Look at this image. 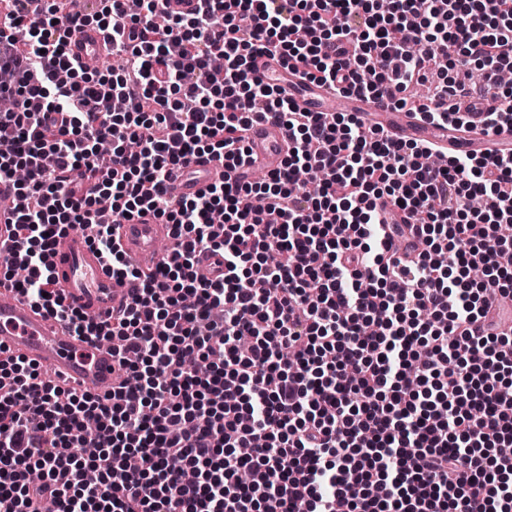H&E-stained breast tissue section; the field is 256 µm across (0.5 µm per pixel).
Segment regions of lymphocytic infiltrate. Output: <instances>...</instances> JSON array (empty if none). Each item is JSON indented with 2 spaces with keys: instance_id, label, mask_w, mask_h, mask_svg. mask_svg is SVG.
<instances>
[{
  "instance_id": "1",
  "label": "lymphocytic infiltrate",
  "mask_w": 512,
  "mask_h": 512,
  "mask_svg": "<svg viewBox=\"0 0 512 512\" xmlns=\"http://www.w3.org/2000/svg\"><path fill=\"white\" fill-rule=\"evenodd\" d=\"M15 2L0 15V180L20 204L0 288L108 342L121 378L107 398L69 391L0 350V512H512V325L493 309L512 298V155L437 167L357 116L298 111L256 74L277 57L398 106L433 74L439 96L473 98L434 69L441 53L511 99L512 0H198L176 17L163 0H100L89 17ZM83 23L122 66L73 64ZM259 98L289 149L253 183L236 172ZM205 156L222 183L161 193ZM381 200L416 220L402 256L376 238ZM145 211L175 242L148 273L112 239ZM80 224L131 285L99 323L50 289L55 238ZM206 251L221 279L196 278ZM89 437L97 455L77 454Z\"/></svg>"
}]
</instances>
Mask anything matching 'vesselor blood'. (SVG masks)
I'll return each mask as SVG.
<instances>
[{"label": "vessel or blood", "instance_id": "b4317fda", "mask_svg": "<svg viewBox=\"0 0 512 512\" xmlns=\"http://www.w3.org/2000/svg\"><path fill=\"white\" fill-rule=\"evenodd\" d=\"M110 48L106 35L84 25L73 30L70 54L79 62L105 56ZM260 75H275L281 94L298 110L322 113H353L365 126L383 131L395 142H415L445 156L462 154L492 157L512 150V126L488 129L484 113H464L462 122L446 126L424 118L426 102L395 107L387 99L364 94H341L327 85L303 79L294 69L284 68L278 59H264ZM249 170L276 173L288 155V133L277 119L253 114L246 131ZM224 166L212 158L199 159L189 166L171 170L163 189L167 198L180 200L196 196L212 184L223 181ZM17 194L10 181L0 182V243L9 239ZM116 236L125 259L153 269L170 260L171 252L158 249L169 238L168 225L152 213L120 218ZM53 283L67 303L87 318H106L128 303L130 284L113 276L105 259L92 246L89 232L82 227L56 238L53 245ZM0 347L40 366H48L61 385L76 384L101 396L110 395L116 366L109 346L74 335L54 315L33 308L16 296L0 300Z\"/></svg>", "mask_w": 512, "mask_h": 512}]
</instances>
